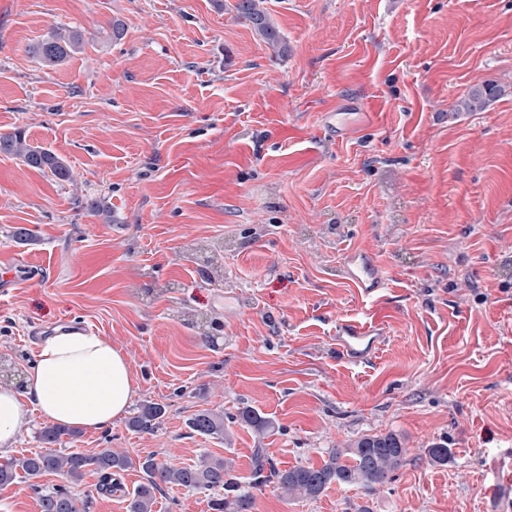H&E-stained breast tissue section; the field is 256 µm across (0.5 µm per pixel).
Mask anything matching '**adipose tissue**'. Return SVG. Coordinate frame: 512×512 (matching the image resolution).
Wrapping results in <instances>:
<instances>
[{
	"instance_id": "ef3b65f1",
	"label": "adipose tissue",
	"mask_w": 512,
	"mask_h": 512,
	"mask_svg": "<svg viewBox=\"0 0 512 512\" xmlns=\"http://www.w3.org/2000/svg\"><path fill=\"white\" fill-rule=\"evenodd\" d=\"M137 390L120 347L89 331L56 333L41 345L23 390L0 386V455L13 448L29 412L96 431L124 416Z\"/></svg>"
}]
</instances>
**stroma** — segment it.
<instances>
[{"mask_svg": "<svg viewBox=\"0 0 512 512\" xmlns=\"http://www.w3.org/2000/svg\"><path fill=\"white\" fill-rule=\"evenodd\" d=\"M234 5L0 0V134L22 130L74 176L0 153V386L23 389L37 331L85 323L123 350L132 407L164 413L66 450L178 466L207 452L246 479L255 449L318 465L392 430L407 453L390 484L301 501L269 486L255 512H490L488 486L512 470V0H267L282 54ZM60 28L86 46L43 66L30 48ZM488 79L504 94L455 112ZM341 108L368 117L338 137L326 115ZM352 249L389 271L372 304L386 340L363 366L336 352L337 319L372 306L336 276ZM244 406L274 431L188 427ZM442 439L453 458L431 464ZM141 481L131 468L99 494L90 470L73 492L127 512ZM215 497L168 485L155 510L212 512ZM163 407L155 404H143L137 412L130 417L128 426L137 431H149L152 430L157 424L158 420L163 414ZM189 426L200 435H223L224 416L208 410L201 411L191 418Z\"/></svg>", "mask_w": 512, "mask_h": 512, "instance_id": "obj_1", "label": "stroma"}]
</instances>
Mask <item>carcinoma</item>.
Returning a JSON list of instances; mask_svg holds the SVG:
<instances>
[{"mask_svg":"<svg viewBox=\"0 0 512 512\" xmlns=\"http://www.w3.org/2000/svg\"><path fill=\"white\" fill-rule=\"evenodd\" d=\"M264 0H237V16L246 20L254 34L273 51L283 53L287 45L266 9ZM85 44L84 33L78 29H63L42 39L32 48L33 55L46 67H54ZM503 87L494 80H486L469 89L456 104L459 112H476L490 106L502 94ZM0 153L18 158L25 166L48 171L60 181H69L72 171L55 153L27 143L24 134L15 131L0 135ZM163 414V407L143 404L130 417L128 426L137 431H149ZM241 423L263 435L273 428V422L252 408L243 407L234 417ZM190 428L205 436L224 434V416L205 410L195 414ZM74 439L76 433L57 426H47L40 433L42 443L49 446L43 452L29 456L11 458L0 463V486L12 484L22 477L29 481L30 489L37 495L40 512H87L88 498L72 493L70 485L79 483L87 468L99 474L96 491L110 494L121 488L120 473L134 466L143 474V482L133 492L127 512H155L156 493L162 486L172 484L191 491L222 490L224 499L214 503L220 512H254L256 498L253 490L272 486L288 499H314L330 484L374 491L390 483L405 463L407 448L403 438L392 431L364 434L358 439L331 449L328 459L319 466L300 465L280 470L266 457L264 449L255 450L254 466L247 485L232 474L231 464L220 458L205 455L201 461L189 467L160 463L147 456L136 461L124 452L102 448L92 456L71 451L62 453L54 446L63 443V437ZM430 461L445 465L452 458L448 442L433 443L427 448ZM46 474H55L64 479V484L46 490L38 479Z\"/></svg>","mask_w":512,"mask_h":512,"instance_id":"cac0c4a2","label":"carcinoma"}]
</instances>
